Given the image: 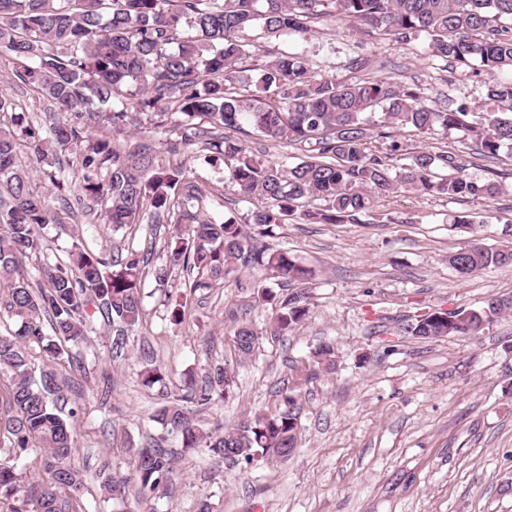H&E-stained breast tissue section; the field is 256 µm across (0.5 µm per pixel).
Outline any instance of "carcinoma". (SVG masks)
I'll return each instance as SVG.
<instances>
[{
  "instance_id": "cac0c4a2",
  "label": "carcinoma",
  "mask_w": 512,
  "mask_h": 512,
  "mask_svg": "<svg viewBox=\"0 0 512 512\" xmlns=\"http://www.w3.org/2000/svg\"><path fill=\"white\" fill-rule=\"evenodd\" d=\"M324 16L367 25L400 44L423 34L434 56L464 79L486 70H512V0H0V67L44 104L36 127L20 105L0 96V298L21 320V330L0 334V512H84L83 475L70 464L73 421L65 409L62 370L72 367L67 346L80 345L95 323L112 327V349L122 351L141 323L147 253L128 245L109 254L79 239L63 260L44 253L52 224H66L80 207L103 216L112 230L136 224H171L164 264L156 278L183 269L193 275L191 292L213 287L242 263L271 271L285 287L261 297L276 301L270 335L284 336L308 316L314 271L286 249L258 237L291 220L309 224L358 223L380 199L399 192L449 199L492 201L503 191L495 178L466 173L469 160L512 156V80L485 88L482 109L465 103L431 107L416 84L388 78L339 80L314 75L295 53H281L252 75L247 65L257 43L305 37ZM265 141H285L301 151L296 163L264 161L229 132L242 122ZM150 135L121 146L114 135L128 129ZM179 131L180 143L198 145L212 167L227 166L245 197L267 205L250 215L248 231L233 217L216 224L190 210L209 189L185 174L178 145L172 160H157L156 135ZM454 133L468 149H408L396 132ZM74 155L79 177L76 205L48 195L63 180L37 167L53 154ZM493 214H462L453 224L479 230ZM506 239L489 247L475 238L448 255L462 276L512 266V225ZM34 263L35 273L25 270ZM512 312V296L479 309L429 311L405 325L422 339L475 336ZM239 356L254 351L259 336L248 323L234 331ZM59 366L34 377L35 360ZM310 364L329 370L324 344ZM166 401L155 421L186 450L205 448L225 461L285 457L298 444L297 395L283 408L256 414L241 425L205 431L187 404L222 400L233 387L227 370L204 375L201 387ZM32 448L30 479L18 462ZM137 505L165 494L174 478L173 456L158 443L136 451Z\"/></svg>"
}]
</instances>
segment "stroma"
Masks as SVG:
<instances>
[{
  "mask_svg": "<svg viewBox=\"0 0 512 512\" xmlns=\"http://www.w3.org/2000/svg\"><path fill=\"white\" fill-rule=\"evenodd\" d=\"M302 55L326 75L345 76L354 56L375 65L373 77L418 82L428 104L478 105L469 82L442 81L441 60L425 39L401 45L334 17L314 24L307 40L262 43L252 64L279 52ZM186 175L213 183L220 196L200 210L215 221H246L251 205L228 170L206 165L198 147L185 154ZM497 171L504 194L492 201L397 193L383 198L358 224H284L265 243L288 249L316 273L308 318L285 336L266 330L274 306L259 299L253 282L273 273L239 268L188 301L186 323L173 324L165 290L154 276L144 285V317L122 352L112 330L97 324L73 348L77 365L70 405L79 409L71 463L86 479L85 512H123L121 500H104L105 477L135 490L131 457L148 439L163 440L175 457L177 478L154 512H198L209 500L215 512H512V313L475 336L424 340L402 330L406 318L428 308L477 309L512 296V268H489L463 277L448 266L449 253L472 237L452 226L459 213L497 211L485 245H498L502 223L512 219V160L469 166L476 179ZM96 251L123 247V235L102 220H81L45 241L64 255L73 235ZM252 325L260 340L238 359L233 334ZM329 345L332 370L310 374L309 356ZM160 367L163 384L143 386L140 373ZM222 366L234 375L232 395L194 406L205 427L232 428L258 412H273L283 389L301 403V438L284 460L229 463L203 449L187 451L167 437L153 415L179 393L186 375L203 378Z\"/></svg>",
  "mask_w": 512,
  "mask_h": 512,
  "instance_id": "obj_1",
  "label": "stroma"
}]
</instances>
